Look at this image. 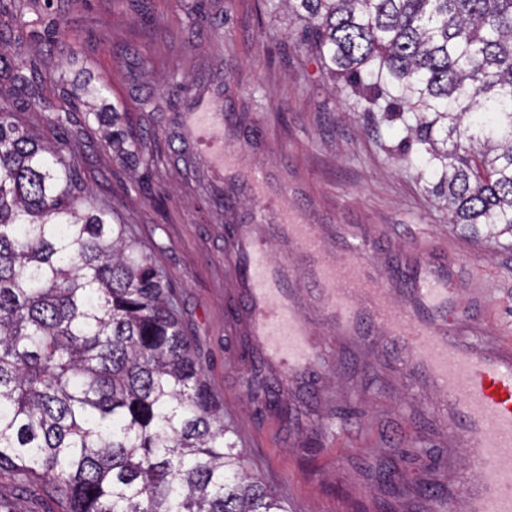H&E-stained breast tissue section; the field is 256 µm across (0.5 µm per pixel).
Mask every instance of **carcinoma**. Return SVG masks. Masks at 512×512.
<instances>
[{
  "label": "carcinoma",
  "mask_w": 512,
  "mask_h": 512,
  "mask_svg": "<svg viewBox=\"0 0 512 512\" xmlns=\"http://www.w3.org/2000/svg\"><path fill=\"white\" fill-rule=\"evenodd\" d=\"M328 74L361 87L402 121L403 154L448 202V223L512 237V0H278ZM23 34L0 40L12 67ZM20 92L61 86L58 128L28 126L36 102L0 100V472L41 482L59 512H288L243 473L224 408L185 334L166 277L112 202L83 209L69 150L83 133L78 92L59 64L16 70ZM122 165L156 164L102 124ZM285 422L297 409L266 390ZM409 456L379 465L383 481Z\"/></svg>",
  "instance_id": "obj_1"
}]
</instances>
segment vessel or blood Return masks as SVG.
Returning <instances> with one entry per match:
<instances>
[{
	"instance_id": "b4317fda",
	"label": "vessel or blood",
	"mask_w": 512,
	"mask_h": 512,
	"mask_svg": "<svg viewBox=\"0 0 512 512\" xmlns=\"http://www.w3.org/2000/svg\"><path fill=\"white\" fill-rule=\"evenodd\" d=\"M223 123V112L205 107L183 116L181 136L191 143L206 141L211 165L232 170L238 147L209 140ZM248 178L260 217L275 218L264 225V237L294 245L307 263L301 271L288 261L271 260L245 227L234 231L237 285L247 300L250 333L265 358L291 377L331 371V342L311 335L303 313L308 304L321 309L334 340L386 335L392 346L411 353L410 373L442 394L449 439L472 453V477L453 505L463 512H512V341L460 307L455 279L425 252L403 255L410 277L407 287H400L383 279L364 237L329 242L295 208L271 195L268 172L254 171Z\"/></svg>"
}]
</instances>
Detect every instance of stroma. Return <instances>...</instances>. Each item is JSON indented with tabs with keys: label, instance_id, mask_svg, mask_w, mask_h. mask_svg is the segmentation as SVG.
I'll list each match as a JSON object with an SVG mask.
<instances>
[{
	"label": "stroma",
	"instance_id": "35a3bbf8",
	"mask_svg": "<svg viewBox=\"0 0 512 512\" xmlns=\"http://www.w3.org/2000/svg\"><path fill=\"white\" fill-rule=\"evenodd\" d=\"M194 7L193 0H9L0 32L23 31L22 59L42 60L48 27L64 20L70 36L59 59L68 75L106 79L97 109L122 112L129 137H143L160 154L150 172L117 167L94 120L70 142L94 198L112 201L113 222L127 225L168 278L248 470L280 496L294 494L303 512H426L419 471L399 475L407 490L401 497L359 467L373 455L365 440L396 432L405 447L453 461V471L426 477L439 496L470 478L467 451L449 447L433 391L405 373L398 352L374 342L337 343V362L322 383L281 390L283 400L301 404L300 424L271 412L255 416L253 341L241 320L244 297L224 233L225 226L251 223L253 200L242 182L216 180L180 141L176 125L198 100L220 99L224 139L246 146L242 167L271 170L307 223L331 236L360 229L375 251L394 257L423 247L446 260L477 319L510 337L512 250L449 224L444 199L399 153L401 126L364 111L326 73L315 51L301 45L303 23L295 15L271 10L268 0H204L200 23ZM171 77L189 93L172 94ZM0 497L22 512H58L42 486L7 472L0 473Z\"/></svg>",
	"mask_w": 512,
	"mask_h": 512
}]
</instances>
